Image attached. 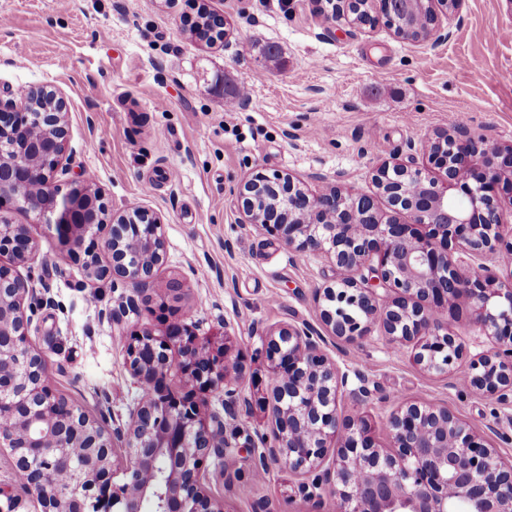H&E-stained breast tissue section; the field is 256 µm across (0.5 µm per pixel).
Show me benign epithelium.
<instances>
[{"mask_svg":"<svg viewBox=\"0 0 512 512\" xmlns=\"http://www.w3.org/2000/svg\"><path fill=\"white\" fill-rule=\"evenodd\" d=\"M435 0H380L389 21L394 6ZM336 21L350 26L356 0H327ZM449 38L437 12L417 41ZM42 111H31L35 100ZM69 136L66 101L46 86L21 98L0 99V447L10 449L13 482L36 498L41 512H224L206 487L209 458L224 455V422L202 412L209 396H224V414L250 403L242 380L245 353L216 352L197 338L186 318L162 335L144 329L125 345V363L148 395L139 396L128 421L107 431L54 392L48 358L28 341L32 318L24 303L33 293L15 265L36 251L26 224L3 211L18 206L51 230L59 250L83 259L91 280L112 278L134 293L154 281L166 256L164 222L141 206L109 215L88 177L66 190L52 188ZM426 163L384 162L374 182L400 222L385 217L369 195L337 185L312 194L287 174L258 173L239 191L244 223L278 236L300 255L323 253L335 281L317 291L326 335L361 343L378 330L388 341L414 348V361L502 405L512 404V266L501 280L487 266H459L456 254L475 259L512 255V146H486L472 136L438 132L419 148ZM101 240L99 256L86 239ZM386 292L377 294V287ZM464 302L490 348L467 358L449 321ZM264 350L274 444L252 447L257 478L273 464L300 477L295 494L317 512L331 497L333 512H512V461L501 460L488 437L446 406L405 402L386 421L387 450L376 447L368 422L343 418L348 395L366 402L365 376L351 387L308 326L285 325L259 337ZM183 388L171 392L163 379L172 366ZM126 455L115 457V444ZM125 476L113 481L115 471Z\"/></svg>","mask_w":512,"mask_h":512,"instance_id":"obj_1","label":"benign epithelium"}]
</instances>
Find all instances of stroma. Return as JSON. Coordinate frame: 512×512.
<instances>
[{
  "label": "stroma",
  "mask_w": 512,
  "mask_h": 512,
  "mask_svg": "<svg viewBox=\"0 0 512 512\" xmlns=\"http://www.w3.org/2000/svg\"><path fill=\"white\" fill-rule=\"evenodd\" d=\"M201 4L223 14V42L191 35L187 21ZM509 27L512 0H464L439 46L382 25L336 26L320 0H0V98L44 85L68 103V172L55 186L85 174L110 210L139 205L164 220L165 261L125 313L131 286L88 280L79 262L58 255L45 225L10 210L38 244L18 271L37 289L25 300L29 336L48 356L52 388L92 417L127 420L140 388L123 338L164 331L158 303L171 282L181 285L179 314L214 348L227 339L249 348L278 325L320 327L315 294L335 270L245 223L241 185L280 171L312 192L337 184L376 195L375 168L409 162L414 145L439 131L512 144V39L499 35ZM268 43L280 48L278 61L261 57ZM228 87L245 90L250 105L226 111ZM328 352L341 370L364 373L373 400L346 396L340 410L366 416L378 446L388 445L386 416L411 400L448 407L480 431L495 426L498 453L512 457V407L452 387L416 365L410 347L377 334ZM243 376L251 407L225 418L208 490L224 512H254L261 501L272 512H310L288 470L254 477L250 445L267 431L265 359L246 358Z\"/></svg>",
  "instance_id": "35a3bbf8"
}]
</instances>
